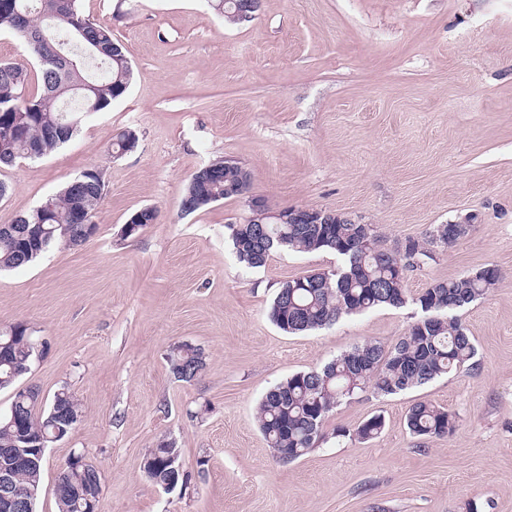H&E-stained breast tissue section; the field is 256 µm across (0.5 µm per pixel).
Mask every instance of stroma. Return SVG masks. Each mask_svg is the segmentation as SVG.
I'll return each mask as SVG.
<instances>
[{"label": "stroma", "mask_w": 512, "mask_h": 512, "mask_svg": "<svg viewBox=\"0 0 512 512\" xmlns=\"http://www.w3.org/2000/svg\"><path fill=\"white\" fill-rule=\"evenodd\" d=\"M83 9L128 49L127 95L47 157L0 167V224L87 169L105 180L93 238L0 273V329L22 323L48 341L20 386L46 397L70 387L84 410L46 452L37 512H57L54 483L75 451L100 469V512H512V0H262L241 25L205 0ZM126 129L138 146L113 156ZM220 157L271 205L342 213L389 249L470 221L406 273L415 295L500 271L458 313L476 348L466 370L397 395L359 393L312 452L277 460L256 422L265 393L366 342L395 344L422 312L410 302L278 329L269 310L282 283L341 260L275 251L263 267L239 264L228 227L248 220L246 199L181 206L192 174ZM145 207L157 223L123 237ZM182 342L206 357L189 383L166 361ZM419 401L455 412L456 431L411 435L405 417ZM374 415L380 434L357 438ZM164 437L193 474L185 494L144 472Z\"/></svg>", "instance_id": "35a3bbf8"}]
</instances>
